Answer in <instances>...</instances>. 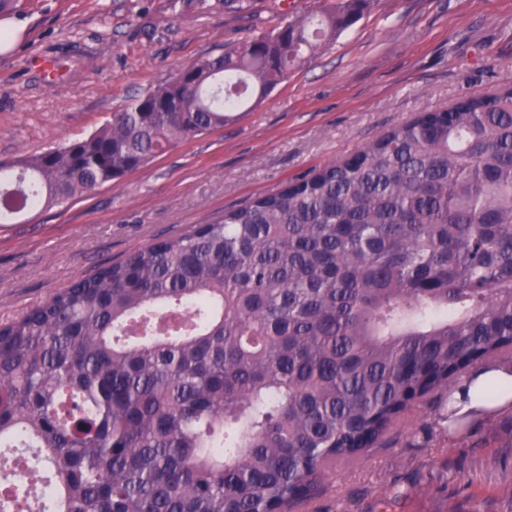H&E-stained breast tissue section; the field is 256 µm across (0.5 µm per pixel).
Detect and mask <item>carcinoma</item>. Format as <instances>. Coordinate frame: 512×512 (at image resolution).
<instances>
[{
  "mask_svg": "<svg viewBox=\"0 0 512 512\" xmlns=\"http://www.w3.org/2000/svg\"><path fill=\"white\" fill-rule=\"evenodd\" d=\"M367 0L203 53L87 137L0 163V223L236 120ZM512 349V88L75 281L0 326V512H288L330 460ZM41 485L12 479L17 467Z\"/></svg>",
  "mask_w": 512,
  "mask_h": 512,
  "instance_id": "cac0c4a2",
  "label": "carcinoma"
}]
</instances>
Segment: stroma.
<instances>
[{"label":"stroma","mask_w":512,"mask_h":512,"mask_svg":"<svg viewBox=\"0 0 512 512\" xmlns=\"http://www.w3.org/2000/svg\"><path fill=\"white\" fill-rule=\"evenodd\" d=\"M328 0H251V13L171 0H18L0 52V162L94 132L204 52ZM61 72L50 83L41 60ZM512 87V0H370L363 16L239 118L60 206L0 224V325L76 279L183 234L358 151L421 113ZM447 397L381 446L329 469L295 512H512V411L449 431Z\"/></svg>","instance_id":"obj_1"}]
</instances>
